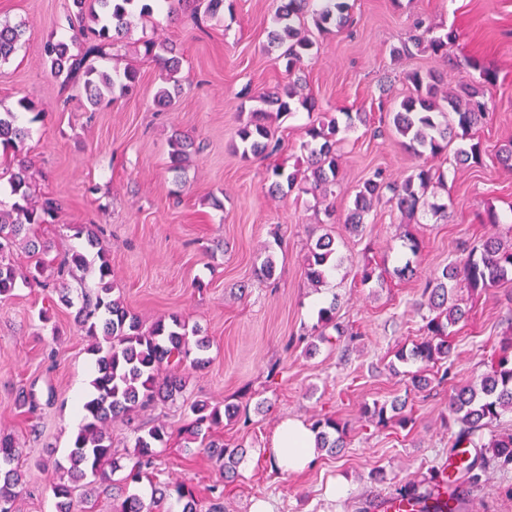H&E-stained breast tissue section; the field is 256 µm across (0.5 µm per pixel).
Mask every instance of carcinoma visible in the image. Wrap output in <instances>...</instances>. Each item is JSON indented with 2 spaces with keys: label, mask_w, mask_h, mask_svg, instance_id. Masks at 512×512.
<instances>
[{
  "label": "carcinoma",
  "mask_w": 512,
  "mask_h": 512,
  "mask_svg": "<svg viewBox=\"0 0 512 512\" xmlns=\"http://www.w3.org/2000/svg\"><path fill=\"white\" fill-rule=\"evenodd\" d=\"M170 12H188L199 29L215 18L224 0H165ZM94 7L86 10V0H73L75 32L72 52L70 45L47 39L43 56L50 73L61 80V86H83L87 100L94 106L107 96H125L138 82V71L133 66L112 73L99 66L110 58V51L128 32L131 18L142 21L151 17V8L144 0H93ZM347 0H282L275 17L276 28L270 42L285 47L284 57L288 70L301 67L311 54L314 41L301 33L310 22L320 32L330 27L342 28L347 21ZM26 33L23 25L0 23V63L9 61L18 43ZM452 34H434L433 29L423 28L415 36L414 44L435 56H448V40ZM143 55L167 71L168 78L156 92L159 105H174L181 92L178 72L180 60L172 46L155 39L142 41ZM412 87L410 95L403 98L389 113V122L398 136L405 139L408 148L417 156H437L448 151L457 140L470 141L455 150L459 164L481 159V145L473 142L471 132L487 115L483 91L471 84H461L451 94H440L439 75L434 71H413L406 75ZM258 101L263 107L250 112L247 121L237 130L239 143L236 149L244 158L269 157L278 149L268 125L271 114H292L299 108L311 110L312 100L297 91V82H288L274 93H262ZM340 131L336 117L323 118L307 129L308 140L301 149L306 152V171L285 172L281 166L268 171L272 180L270 191L297 186L305 193L320 192L327 195L336 186L339 161L336 154V137ZM26 131L17 125L16 112L9 108L0 110V144L19 156ZM171 163L182 165L192 143L186 138L171 140ZM26 161L18 160L17 170H8V183L18 201L9 210L0 209V301L9 299L19 284L68 288L67 278H77V273H90L98 281L94 296H87L78 308L75 320L90 339L88 353L93 356L96 374L91 390L82 404V418L73 435L68 454L69 481L51 483L58 499V512H76L71 484L92 477L105 482L108 470L116 467L108 426L118 418L133 419L159 403L174 402L182 396L184 381L179 369L191 365L201 367L208 363L203 352L209 341L198 337V329H188L186 322L176 315L169 320L160 319L145 328L137 316L130 313L120 299L111 297L112 263L96 231L84 224H66L64 228L76 238H85L86 248L72 250L47 261L44 255L52 249L51 242L39 241L27 235L29 226L51 224L62 209L54 197L41 200L33 198L26 176ZM448 188L445 175L421 168L402 183H390L376 172L365 180L355 193L353 207L346 225L359 232L364 216L374 204L386 201L406 216H413L419 208L422 194L432 180ZM25 240L33 260L21 271L13 262V253L20 240ZM336 240L329 234L320 236L308 247L305 276L308 282L319 287L325 283L326 272L336 258ZM465 283L473 291L496 288L512 283V245H505L497 238H488L475 249L448 262L440 275L430 279L423 290L419 308H428L426 335L410 350L400 349L396 358L402 363L410 360L426 364L446 360L451 354L448 328L466 316L453 300L456 285ZM340 331L336 322V303L319 310L315 332L325 342L331 341L327 329ZM196 336L190 341L189 335ZM405 404L394 402L391 407L374 405L365 409L371 419L381 426L391 423L405 425L409 418L401 415ZM393 415H387V411ZM449 410L458 427L453 447L478 448L480 455L472 458L458 452L448 460V465L433 467L429 477L421 483L408 482L399 489V495L408 499L417 512H464L465 498L459 484L479 486L486 470H512V433L493 435L485 439V430L506 412H512V349L503 348L501 356L492 363L490 370L475 385L458 388L451 396ZM191 416L181 432L190 443L200 445L208 455L224 459V478L231 481L238 464L239 448L210 437L212 428L220 425L224 417L237 415L233 406L220 408L204 401L189 405ZM311 429L316 433L317 447L333 453L346 447L347 428L332 416L318 418ZM167 429L163 425L137 428L133 453L129 455L126 475L122 485L112 488L114 512H152L160 505L169 490L185 501L183 512H198L195 493L191 486L177 483L170 487L156 488L150 503L129 491L132 485L149 478L156 445L164 444ZM24 449L16 446L11 437L0 436V512H15V504L25 493L22 475L17 464Z\"/></svg>",
  "instance_id": "1"
}]
</instances>
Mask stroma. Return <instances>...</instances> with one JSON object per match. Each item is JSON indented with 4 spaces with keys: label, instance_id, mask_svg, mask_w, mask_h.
I'll use <instances>...</instances> for the list:
<instances>
[{
    "label": "stroma",
    "instance_id": "stroma-1",
    "mask_svg": "<svg viewBox=\"0 0 512 512\" xmlns=\"http://www.w3.org/2000/svg\"><path fill=\"white\" fill-rule=\"evenodd\" d=\"M342 30L314 34L312 57L297 78L320 111L361 113L340 132L339 179L333 195L268 191L267 167L294 170L309 124L306 111L272 120L279 144L271 158L242 157L236 132L255 106L257 93L275 90L290 76L281 50L268 33L278 0H224V10L198 29L187 15L153 13L134 22L107 70L137 65L132 94L91 106L83 88L62 93L43 61L46 38L69 41L72 0H0V20L27 23L17 53L0 64V105L35 102L43 115L27 121L25 160L32 190L64 208L56 223L40 229L55 252L82 249L68 227L102 228L112 262V295L144 325L178 315L198 328L210 348L208 364L181 368L182 402L139 414L138 422L166 425L158 446L155 481L194 485L200 512L217 502L223 512H250L268 501L273 512H380L383 498L408 481L447 463L452 444L448 399L456 388L477 382L504 343L512 342V285L474 292L459 285L455 296L468 316L450 330L447 363L422 367L395 354L424 336L417 303L426 282L441 274L450 257L496 237L512 244V169L501 165L512 148V0H351ZM435 33L456 30L447 57L417 47L394 58L391 48L414 34L416 22ZM172 43L181 56V93L172 107L157 104L161 70L138 55L143 37ZM496 74L485 89L489 118L475 128L482 149L477 164H456L441 155L411 154L391 128L380 125L386 109L411 92L414 70L436 71L441 93L480 82L481 68ZM189 138L193 149L181 170L170 167L169 141ZM443 172L447 188L429 184L426 203L407 219L387 203L365 215L360 233L345 219L355 192L375 171L402 182L420 166ZM447 207L434 215L431 204ZM333 206L327 217L325 206ZM497 223H489L488 212ZM419 243L406 245L405 233ZM339 245L340 262L326 284L311 286L304 273L308 246L322 234ZM274 256L271 277L260 274ZM412 264V278L396 270ZM372 266L382 281L361 284ZM335 306L344 336L328 344L312 328L318 312ZM50 308L51 319L38 313ZM77 308L49 301L38 287L17 288L0 302V433L11 434L25 455L19 468L26 493L17 512H57L50 484L53 461L64 460L80 400L91 389L89 339L75 321ZM425 370L423 390L411 377ZM27 392L33 407L19 404ZM240 406L216 437L244 445L238 478L225 483L224 464L179 437L183 402ZM406 403L407 427H381L364 407ZM330 415L348 425L347 446L319 451L314 465L286 474L270 460L280 423H312ZM136 421V422H137ZM343 486L342 495L331 493ZM467 512H512V472L488 470L468 494Z\"/></svg>",
    "mask_w": 512,
    "mask_h": 512
}]
</instances>
